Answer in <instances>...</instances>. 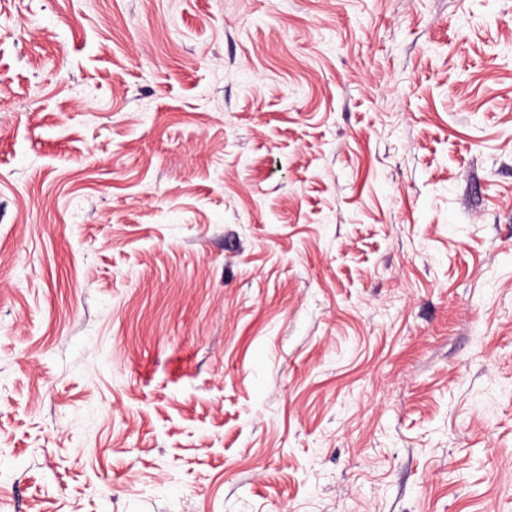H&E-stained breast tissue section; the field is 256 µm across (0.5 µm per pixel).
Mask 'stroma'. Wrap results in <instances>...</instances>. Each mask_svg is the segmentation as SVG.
<instances>
[{
    "label": "stroma",
    "mask_w": 512,
    "mask_h": 512,
    "mask_svg": "<svg viewBox=\"0 0 512 512\" xmlns=\"http://www.w3.org/2000/svg\"><path fill=\"white\" fill-rule=\"evenodd\" d=\"M0 512H512V0H0Z\"/></svg>",
    "instance_id": "35a3bbf8"
}]
</instances>
